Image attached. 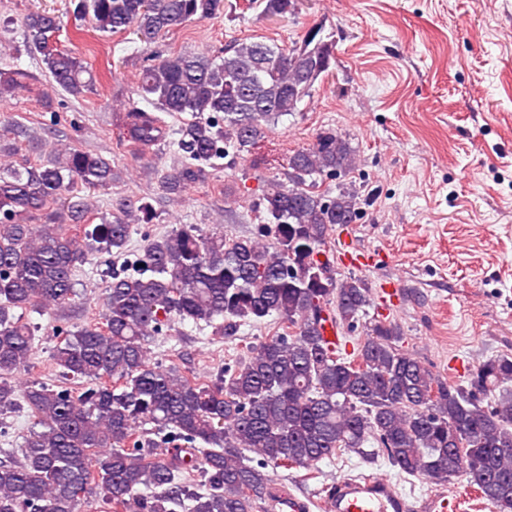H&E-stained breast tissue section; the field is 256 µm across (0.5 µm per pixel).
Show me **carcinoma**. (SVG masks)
Returning a JSON list of instances; mask_svg holds the SVG:
<instances>
[{
    "label": "carcinoma",
    "mask_w": 512,
    "mask_h": 512,
    "mask_svg": "<svg viewBox=\"0 0 512 512\" xmlns=\"http://www.w3.org/2000/svg\"><path fill=\"white\" fill-rule=\"evenodd\" d=\"M71 2L74 19L102 33L129 31L147 46L224 13V0ZM263 2L267 17L294 7ZM61 27L54 14L32 13L22 46L9 49L41 55L57 85L78 98L92 72L54 45ZM334 61L335 42L321 26L289 47L234 40L211 55L159 56L139 74L117 136L145 149L176 135L178 162L160 181L179 197L220 160L252 156ZM33 79L18 64L0 71V97ZM161 112L191 119L172 132ZM8 133L0 137V413L21 400L30 426L18 449L0 448V512H85L96 500L106 512H276L267 466L310 468L345 452L382 455L434 486L464 476L496 512H512V355L490 357L467 384L450 385L399 346L391 320L372 323L350 354L324 338L326 321L352 331L370 305L363 280L337 278L325 258L333 227L361 216L345 184L359 165L345 135L319 132L289 157L287 181H263L251 199L257 236L204 235L185 224L148 239L131 260L133 225L153 223L154 206L120 198L96 224L94 204L79 194L118 179L112 159L55 147L16 166L28 132L12 122ZM328 179L336 189L322 188ZM59 201L62 209L51 210ZM41 213L44 223H32ZM97 253L123 257L101 321L61 331L52 351L62 379L80 390L15 385L36 332L18 311L75 307L74 272ZM269 317L274 334L208 383L151 362L152 340L176 323L233 336Z\"/></svg>",
    "instance_id": "1"
}]
</instances>
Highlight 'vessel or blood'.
I'll return each mask as SVG.
<instances>
[{"mask_svg": "<svg viewBox=\"0 0 512 512\" xmlns=\"http://www.w3.org/2000/svg\"><path fill=\"white\" fill-rule=\"evenodd\" d=\"M337 256L350 267L366 268L373 264L370 255L349 237L340 239ZM317 503L324 512H421L420 505L408 502L387 477L379 475L360 481L340 480L318 501L306 494H283L280 512H313Z\"/></svg>", "mask_w": 512, "mask_h": 512, "instance_id": "b4317fda", "label": "vessel or blood"}]
</instances>
